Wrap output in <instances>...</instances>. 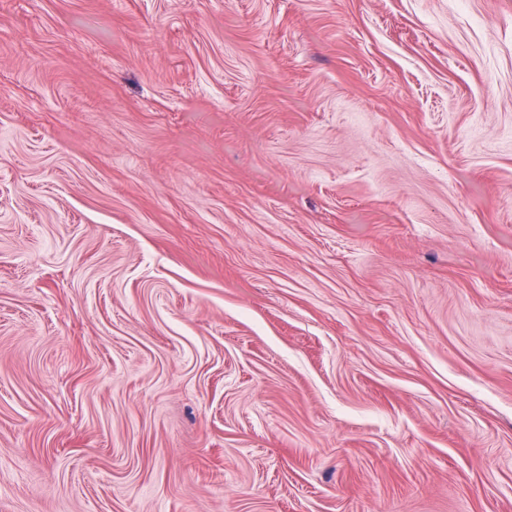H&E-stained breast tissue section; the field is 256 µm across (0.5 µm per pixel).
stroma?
<instances>
[{
  "label": "stroma",
  "mask_w": 512,
  "mask_h": 512,
  "mask_svg": "<svg viewBox=\"0 0 512 512\" xmlns=\"http://www.w3.org/2000/svg\"><path fill=\"white\" fill-rule=\"evenodd\" d=\"M0 512H512V0H0Z\"/></svg>",
  "instance_id": "1"
}]
</instances>
